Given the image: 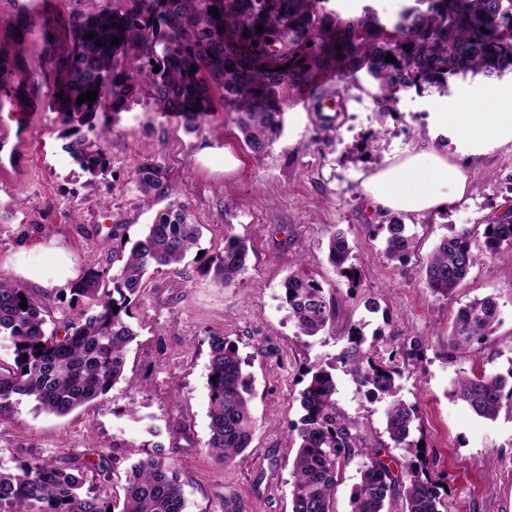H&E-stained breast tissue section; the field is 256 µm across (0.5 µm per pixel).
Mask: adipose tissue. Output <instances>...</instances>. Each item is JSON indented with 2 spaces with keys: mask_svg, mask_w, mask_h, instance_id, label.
Returning <instances> with one entry per match:
<instances>
[{
  "mask_svg": "<svg viewBox=\"0 0 512 512\" xmlns=\"http://www.w3.org/2000/svg\"><path fill=\"white\" fill-rule=\"evenodd\" d=\"M458 104L439 113L437 122L457 144L483 154L512 142V82L474 95L467 84L457 88ZM364 191L383 211L426 213L445 209L471 188L466 170L439 150L405 151L386 159L365 179ZM7 263L16 275L47 290H58L80 277L73 254L56 240L31 239L10 252Z\"/></svg>",
  "mask_w": 512,
  "mask_h": 512,
  "instance_id": "1",
  "label": "adipose tissue"
}]
</instances>
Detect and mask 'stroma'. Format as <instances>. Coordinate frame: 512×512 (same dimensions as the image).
I'll list each match as a JSON object with an SVG mask.
<instances>
[{
    "label": "stroma",
    "instance_id": "stroma-1",
    "mask_svg": "<svg viewBox=\"0 0 512 512\" xmlns=\"http://www.w3.org/2000/svg\"><path fill=\"white\" fill-rule=\"evenodd\" d=\"M342 106L330 130L308 88L281 94L283 131L262 156L247 148L237 114L213 89L214 110L199 130L156 111L141 91L119 114L98 113L110 159L104 176L90 179L61 135L58 110L45 113L35 149L36 177L21 190L0 189V258L19 241L57 238L80 269H111L112 236L138 238L169 202L185 203L203 223L196 252L177 268L151 273L132 305L137 333L122 380L107 393L67 415L36 410L23 398L0 418V464L51 459L59 452L103 464L112 481L103 497H122L125 472L137 461L164 454L180 475L185 512H224L225 500L244 512H290L292 463L298 439L292 432L301 411L297 397L305 371L336 363L349 329L380 335V350L419 340L418 360L407 362L401 397L419 408L412 431L424 443L432 479L445 486L448 512H512V418L476 417L450 395L454 381L512 367V246L482 259L454 294L427 287L422 267L451 228L483 230L512 202V142L472 157L432 117L453 106V89L402 92L391 113L374 104L377 88L366 72L339 75ZM379 132L371 155L358 150L369 131ZM443 150L463 165L472 191L446 210L403 214L418 240L406 264L386 259L383 226L391 216L369 208L363 182L386 157L411 147ZM158 164L171 196L143 194L135 171ZM346 232L350 261L362 272L349 288L328 258L331 229ZM236 236L250 247L246 271L227 286L207 274L209 260ZM304 271L336 297V316L319 335L298 330L281 300V284ZM44 307L49 326H60L86 309L68 291L28 285ZM493 296L499 317L486 340L453 347L451 331L460 307ZM233 341L253 381L250 447L225 465L209 452L208 338ZM338 407L356 421L363 438L336 485L335 512H351L350 499L372 450L395 475L406 472L405 452L385 432L386 403L369 399L351 376L337 371Z\"/></svg>",
    "mask_w": 512,
    "mask_h": 512
}]
</instances>
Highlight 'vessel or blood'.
Returning a JSON list of instances; mask_svg holds the SVG:
<instances>
[{
  "instance_id": "1",
  "label": "vessel or blood",
  "mask_w": 512,
  "mask_h": 512,
  "mask_svg": "<svg viewBox=\"0 0 512 512\" xmlns=\"http://www.w3.org/2000/svg\"><path fill=\"white\" fill-rule=\"evenodd\" d=\"M7 12L18 22L28 46V58L12 46L0 47V66L16 76L14 86L0 90V186L15 187L33 179L31 147L43 112L50 108L53 74L50 59L56 42L45 38L41 20L68 24L57 9V0H6Z\"/></svg>"
}]
</instances>
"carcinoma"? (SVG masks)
<instances>
[{"mask_svg":"<svg viewBox=\"0 0 512 512\" xmlns=\"http://www.w3.org/2000/svg\"><path fill=\"white\" fill-rule=\"evenodd\" d=\"M415 2L399 14L390 31L369 8L357 19L343 20L323 11L321 0H141L133 12L121 11L111 0H96L93 11L73 16L77 43L59 61L61 79L55 92L61 94L57 102L64 115V137L70 139L66 149L91 177L105 174L110 159L100 138H87L81 127L92 125L99 112L118 113L144 86L157 111L178 115L184 128L192 131L213 111L210 85H217L224 90V102L239 114L244 143L261 156L282 133L280 90L305 85L314 71L328 64L345 74L366 70L379 90L375 102L383 113L393 111L406 89L441 88L470 74L498 78L512 73V0ZM211 7L220 17H213ZM259 24L261 34L256 30ZM483 27L489 33L482 32ZM90 33L93 37L86 38ZM114 37L120 44L111 45ZM406 45L411 50H405ZM389 55L395 61H385ZM94 89L95 101L77 104L80 95ZM136 183L145 194L167 189L162 170L150 162L137 169ZM201 228L187 205L173 203L158 213L141 237L112 244L115 270L91 267L71 288L92 312L61 330L47 329L42 306L28 289L1 280L0 336L13 345L14 364L0 366V415L14 397L22 396L40 411L64 416L117 384L136 338L129 321L131 304L145 288L148 270L180 265L198 244ZM380 228L386 231L385 257L408 261L415 249L408 225L394 219ZM483 237L490 254L505 243L511 245L512 216L485 225ZM350 254L345 231H332L329 259L348 287L356 288L361 280L355 279L358 267L349 263ZM248 255L244 240L228 237L206 272L213 273L216 282L230 285L247 269ZM479 260L471 231L453 229L428 256L425 283L446 297L461 287ZM282 301L304 336L319 334L335 316L336 299L300 271L282 282ZM497 319L494 297L467 303L454 319L456 344L490 335ZM378 340L374 336L368 344L362 333L348 332L339 360L369 394L387 401L386 433L394 447L412 459L407 483L401 485L388 464L377 454L370 455L360 471L351 512H441L442 486L428 474L420 458L422 449L411 440L417 407L399 396L397 384V357L419 356L420 343L415 340L385 357L376 347ZM208 346L206 447L230 464L252 442V382L235 344L212 335ZM306 375L299 395L302 415L293 427L300 443L292 464L291 512H332L341 461L351 455L360 436L355 422L336 407L333 373L313 366ZM452 397L483 419L494 421L503 411L512 416V367L504 375L464 376L454 383ZM89 471L95 479H109L107 468L90 467L65 453L51 461H20L12 470L0 465V512H184L178 473L160 458L130 466L120 506L87 484Z\"/></svg>","mask_w":512,"mask_h":512,"instance_id":"cac0c4a2","label":"carcinoma"}]
</instances>
